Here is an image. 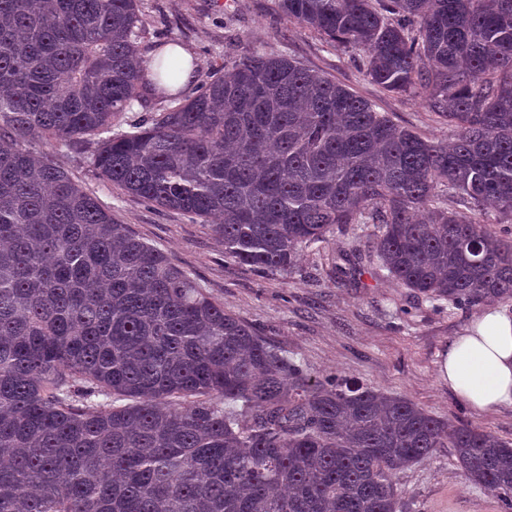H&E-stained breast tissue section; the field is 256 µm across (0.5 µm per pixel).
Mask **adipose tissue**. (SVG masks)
<instances>
[{"mask_svg": "<svg viewBox=\"0 0 512 512\" xmlns=\"http://www.w3.org/2000/svg\"><path fill=\"white\" fill-rule=\"evenodd\" d=\"M437 376L477 413L512 407V307H486L449 344Z\"/></svg>", "mask_w": 512, "mask_h": 512, "instance_id": "1", "label": "adipose tissue"}]
</instances>
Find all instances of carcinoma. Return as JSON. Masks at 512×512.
<instances>
[{
    "label": "carcinoma",
    "instance_id": "1",
    "mask_svg": "<svg viewBox=\"0 0 512 512\" xmlns=\"http://www.w3.org/2000/svg\"><path fill=\"white\" fill-rule=\"evenodd\" d=\"M139 2L0 0V512H400L394 474L445 446L512 512V443L314 375L26 146L98 138L101 176L260 277L368 218L400 286L512 300V231L477 220L512 222V0H275L449 143L284 54L173 94ZM146 91L175 105L112 131Z\"/></svg>",
    "mask_w": 512,
    "mask_h": 512
}]
</instances>
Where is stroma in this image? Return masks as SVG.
Returning <instances> with one entry per match:
<instances>
[{
  "label": "stroma",
  "instance_id": "35a3bbf8",
  "mask_svg": "<svg viewBox=\"0 0 512 512\" xmlns=\"http://www.w3.org/2000/svg\"><path fill=\"white\" fill-rule=\"evenodd\" d=\"M143 26L139 53L151 58L169 35L188 46L198 82L223 67L228 53L253 49L285 53L325 72L373 101L399 124L440 141L448 129L418 98L383 92L343 51L280 15L274 0H140ZM71 179L97 197L121 223L167 254L224 309L247 322L269 343L320 376L341 373L363 385L411 399L430 414L467 423L512 442V408L476 414L437 379L438 361L449 343L479 314L402 288L366 255L376 225L336 228L329 242L305 248L301 274L289 281L262 278L224 256V246L203 220L162 211L124 194L90 162L95 138L68 145L31 141ZM347 264L350 275L337 284L330 261ZM402 512H501L488 489L466 480L454 451L436 449L421 463L397 471Z\"/></svg>",
  "mask_w": 512,
  "mask_h": 512
}]
</instances>
